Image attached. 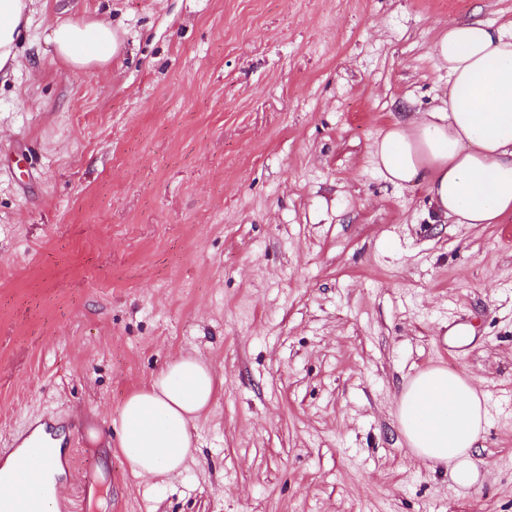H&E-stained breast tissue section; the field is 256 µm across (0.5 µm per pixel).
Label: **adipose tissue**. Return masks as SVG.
Segmentation results:
<instances>
[{"label": "adipose tissue", "mask_w": 512, "mask_h": 512, "mask_svg": "<svg viewBox=\"0 0 512 512\" xmlns=\"http://www.w3.org/2000/svg\"><path fill=\"white\" fill-rule=\"evenodd\" d=\"M33 0H0V71L15 66ZM66 65L108 62L119 48L110 25L58 23L48 36ZM448 66L446 105L390 126L376 141V166L396 185H423L435 212L455 224H495L512 214V31L485 21H449L435 45ZM217 392L213 370L185 357L134 392L121 410L120 447L131 474L179 472L194 426ZM399 431L413 454L450 467L473 485L471 460L486 408L475 384L436 366L405 383L396 404Z\"/></svg>", "instance_id": "obj_1"}]
</instances>
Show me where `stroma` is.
<instances>
[{
  "label": "stroma",
  "mask_w": 512,
  "mask_h": 512,
  "mask_svg": "<svg viewBox=\"0 0 512 512\" xmlns=\"http://www.w3.org/2000/svg\"><path fill=\"white\" fill-rule=\"evenodd\" d=\"M512 0H34L0 75V453L55 431L69 512H512V215L437 220L373 161L448 87L449 21ZM108 24L66 66L61 21ZM218 382L185 469L134 477L125 400ZM486 398L476 484L407 448L403 382ZM47 39L60 60L74 68L107 63L119 48L117 34L101 22L64 21L52 29Z\"/></svg>",
  "instance_id": "1"
}]
</instances>
